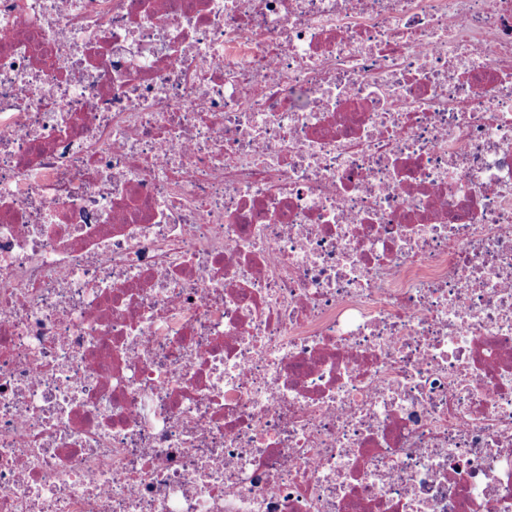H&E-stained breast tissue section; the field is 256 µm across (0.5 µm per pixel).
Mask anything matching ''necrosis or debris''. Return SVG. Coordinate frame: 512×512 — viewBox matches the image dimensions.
Listing matches in <instances>:
<instances>
[{"label": "necrosis or debris", "instance_id": "necrosis-or-debris-1", "mask_svg": "<svg viewBox=\"0 0 512 512\" xmlns=\"http://www.w3.org/2000/svg\"><path fill=\"white\" fill-rule=\"evenodd\" d=\"M0 512H512V0H0Z\"/></svg>", "mask_w": 512, "mask_h": 512}]
</instances>
